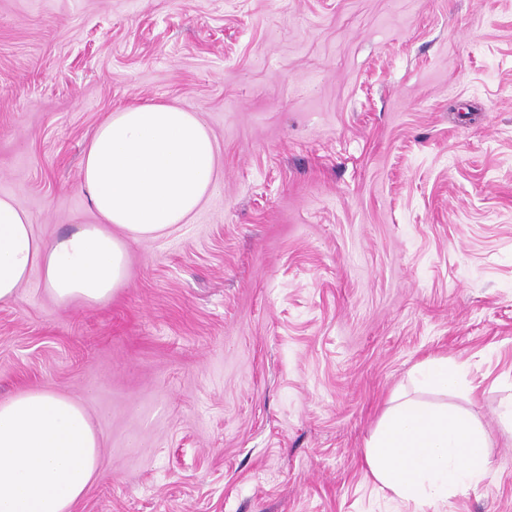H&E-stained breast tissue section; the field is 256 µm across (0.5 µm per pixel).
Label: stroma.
<instances>
[{
	"mask_svg": "<svg viewBox=\"0 0 512 512\" xmlns=\"http://www.w3.org/2000/svg\"><path fill=\"white\" fill-rule=\"evenodd\" d=\"M155 102L210 130L214 193L107 304L35 274L0 305V398L100 436L75 512H512V0H0V195L43 238L94 220L96 126ZM431 357L490 465L428 506L366 445Z\"/></svg>",
	"mask_w": 512,
	"mask_h": 512,
	"instance_id": "obj_1",
	"label": "stroma"
}]
</instances>
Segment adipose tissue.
<instances>
[{
  "label": "adipose tissue",
  "instance_id": "adipose-tissue-1",
  "mask_svg": "<svg viewBox=\"0 0 512 512\" xmlns=\"http://www.w3.org/2000/svg\"><path fill=\"white\" fill-rule=\"evenodd\" d=\"M217 151L196 113L165 103L110 113L82 162L91 224L47 240L0 196V304L32 272L57 303H108L128 278L130 242L187 223L217 182ZM100 440L85 409L49 389L0 398V512H72L93 482Z\"/></svg>",
  "mask_w": 512,
  "mask_h": 512
}]
</instances>
